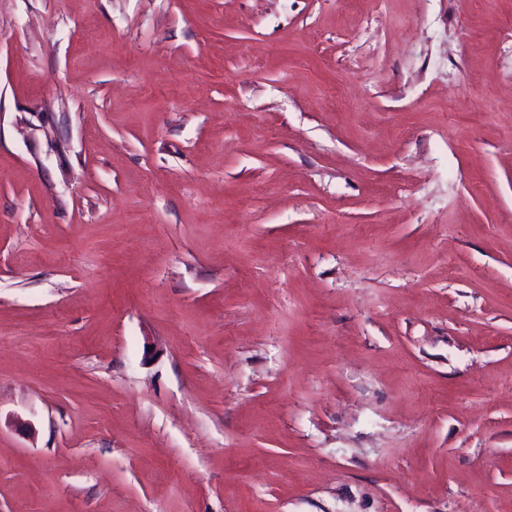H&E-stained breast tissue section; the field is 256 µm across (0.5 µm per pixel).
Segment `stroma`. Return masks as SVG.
Listing matches in <instances>:
<instances>
[{
	"label": "stroma",
	"instance_id": "35a3bbf8",
	"mask_svg": "<svg viewBox=\"0 0 512 512\" xmlns=\"http://www.w3.org/2000/svg\"><path fill=\"white\" fill-rule=\"evenodd\" d=\"M512 0H0V512H512Z\"/></svg>",
	"mask_w": 512,
	"mask_h": 512
}]
</instances>
